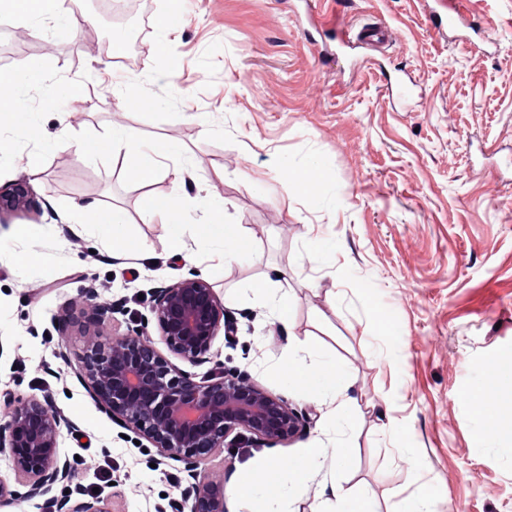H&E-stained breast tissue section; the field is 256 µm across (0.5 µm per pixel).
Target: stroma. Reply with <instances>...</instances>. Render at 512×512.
Instances as JSON below:
<instances>
[{
  "label": "stroma",
  "mask_w": 512,
  "mask_h": 512,
  "mask_svg": "<svg viewBox=\"0 0 512 512\" xmlns=\"http://www.w3.org/2000/svg\"><path fill=\"white\" fill-rule=\"evenodd\" d=\"M433 2L134 0L120 59L104 49L110 0H60L74 25L35 26L32 50L17 39L23 17L0 9V69L35 121L23 136L17 115L0 113V184L31 179L37 201L0 217V393L49 398L91 438L85 449L64 435L60 450L114 512L181 498L184 464L123 438L57 351L82 352L89 288L118 333L160 343L151 291L192 273L235 332L209 363L181 369L247 372L312 418L304 437L230 438L204 462L228 474V512H249L242 470L292 471L309 447L348 456L289 482L280 512H327L329 479L370 494L376 512H402L409 497L434 512H512V427L467 399L487 390L497 419L512 418V0H464L462 22L442 33ZM332 21L381 24L391 41L337 53ZM131 84L147 107L125 100ZM116 128L178 144L168 176L142 185L110 146ZM311 169L315 191L295 195ZM93 202L102 209L83 223L77 208ZM116 210L125 222L110 239ZM214 222L231 229L230 260L207 238ZM174 223L187 257L172 251ZM29 251L36 261L18 263ZM284 294L283 321L272 304ZM289 357L344 361L348 388L332 399L282 381Z\"/></svg>",
  "instance_id": "stroma-1"
}]
</instances>
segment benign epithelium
Returning a JSON list of instances; mask_svg holds the SVG:
<instances>
[{
    "instance_id": "obj_1",
    "label": "benign epithelium",
    "mask_w": 512,
    "mask_h": 512,
    "mask_svg": "<svg viewBox=\"0 0 512 512\" xmlns=\"http://www.w3.org/2000/svg\"><path fill=\"white\" fill-rule=\"evenodd\" d=\"M34 193L22 179L0 186V216L32 207ZM151 312L168 355L139 335L112 333V305L90 304L81 325L88 336L84 351L72 363L94 399L112 420L148 441L164 458L185 464L184 501L169 503L171 512H227L224 477L212 476L201 464L224 448L233 433H247L271 443L291 441L310 424L282 396L267 391L242 371L226 370L198 380L174 360L204 364L219 333L231 336L234 326L212 285L198 275L161 286L152 294ZM0 413V455L8 457L14 481L0 477V507L42 498L59 484L73 483L74 470L62 456L64 432L74 430L46 400H16L5 394ZM25 488L21 493L17 487ZM55 512H112L101 497L84 498L76 486L53 499Z\"/></svg>"
}]
</instances>
